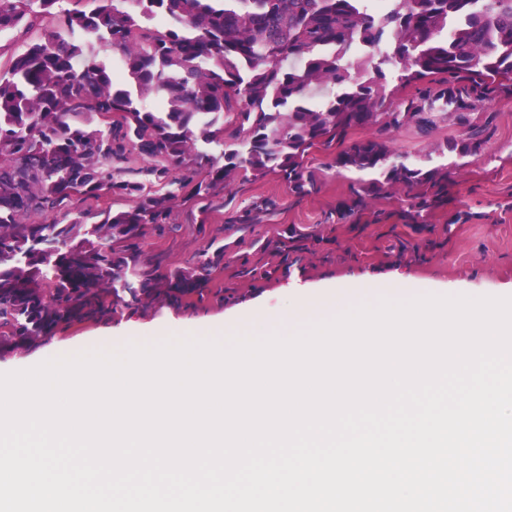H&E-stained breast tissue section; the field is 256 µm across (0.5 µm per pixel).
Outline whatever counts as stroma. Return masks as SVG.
<instances>
[{
  "instance_id": "1",
  "label": "stroma",
  "mask_w": 512,
  "mask_h": 512,
  "mask_svg": "<svg viewBox=\"0 0 512 512\" xmlns=\"http://www.w3.org/2000/svg\"><path fill=\"white\" fill-rule=\"evenodd\" d=\"M471 118L486 126L482 150L455 171L447 204L432 210L425 223L402 221L409 198L399 188L368 200L354 214L338 215V202L358 187L359 176L335 166L334 150L311 149L305 164L319 181L317 193L297 196L274 174L239 178L225 190L223 206L204 216L197 206L177 202L169 224L141 239L143 258L162 270L192 266L223 249L224 264L213 273L203 299L117 307L112 316L59 330L26 352L0 356V370L14 371L106 339L122 347L123 339L115 334L122 327L162 337L200 319L217 327L239 317H262L287 307V285L294 280L323 289L347 284L350 275L359 273L402 277L418 288H462L486 295L511 291L512 97L476 107ZM462 132L445 114L430 132L411 125L386 139L407 163L436 166L446 160V141ZM248 210L252 224L238 223L237 215ZM292 228L308 237L302 259L293 265L271 246Z\"/></svg>"
}]
</instances>
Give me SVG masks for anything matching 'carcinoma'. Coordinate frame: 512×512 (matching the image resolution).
<instances>
[{
	"mask_svg": "<svg viewBox=\"0 0 512 512\" xmlns=\"http://www.w3.org/2000/svg\"><path fill=\"white\" fill-rule=\"evenodd\" d=\"M61 2L0 0V33L57 20L0 71V355L119 305L202 297L224 249L160 273L138 252L147 228L168 223L181 198L209 212L241 171L277 173L311 195L304 156L317 145L343 146L336 166L368 177L338 211L401 187L403 218L418 223L448 203V166H414L377 134H349L427 132L446 111L467 126L446 145L463 160L484 144L468 110L512 95V0H390L379 16L367 0ZM357 44L368 48L360 63ZM389 76L423 85L398 112L385 111ZM105 193L131 205L94 223L57 219L73 197Z\"/></svg>",
	"mask_w": 512,
	"mask_h": 512,
	"instance_id": "carcinoma-1",
	"label": "carcinoma"
}]
</instances>
